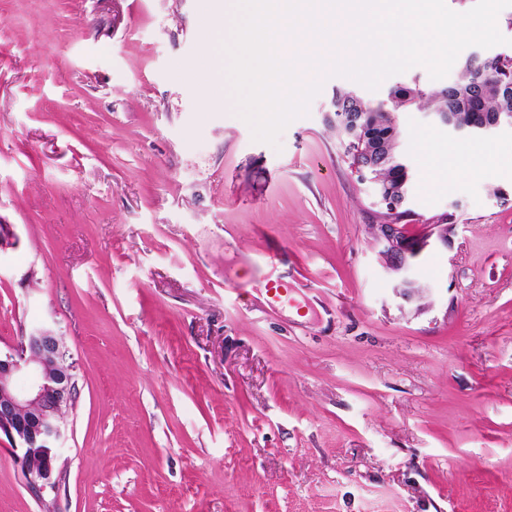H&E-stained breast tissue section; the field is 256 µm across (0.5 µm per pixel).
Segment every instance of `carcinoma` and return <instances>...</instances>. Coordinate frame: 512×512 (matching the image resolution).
<instances>
[{"mask_svg":"<svg viewBox=\"0 0 512 512\" xmlns=\"http://www.w3.org/2000/svg\"><path fill=\"white\" fill-rule=\"evenodd\" d=\"M512 58L495 55L460 63L455 81L441 87L417 83L390 88L387 100L377 104L355 89L338 88L332 97L327 127L353 149L367 177L375 180L379 196L400 204L397 218L412 216L408 208L412 172L398 149L396 113L428 109L442 112L458 124L479 123L500 114H512Z\"/></svg>","mask_w":512,"mask_h":512,"instance_id":"cac0c4a2","label":"carcinoma"}]
</instances>
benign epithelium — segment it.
Listing matches in <instances>:
<instances>
[{
    "label": "benign epithelium",
    "mask_w": 512,
    "mask_h": 512,
    "mask_svg": "<svg viewBox=\"0 0 512 512\" xmlns=\"http://www.w3.org/2000/svg\"><path fill=\"white\" fill-rule=\"evenodd\" d=\"M512 128V119L504 116L468 127L448 126L457 133L490 134ZM421 237L406 232L403 224H368L366 232L384 268L399 280L397 294L406 302L423 300L429 289L411 276L410 259L432 236L448 241L450 227L428 224ZM59 336L49 324L30 331L15 347L0 350V435L11 449L20 452L22 461L36 459L39 466L25 468L28 488L39 500L56 490L60 480L59 449L65 438L66 416L75 405L74 366ZM18 372L28 376L25 387L18 388L12 377Z\"/></svg>",
    "instance_id": "obj_1"
}]
</instances>
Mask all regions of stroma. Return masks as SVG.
<instances>
[{
  "instance_id": "stroma-1",
  "label": "stroma",
  "mask_w": 512,
  "mask_h": 512,
  "mask_svg": "<svg viewBox=\"0 0 512 512\" xmlns=\"http://www.w3.org/2000/svg\"><path fill=\"white\" fill-rule=\"evenodd\" d=\"M210 0H0V347L55 325L77 403L52 509L0 441V512H512V175H422L382 268L323 112L278 146L203 111ZM506 191V199L493 190ZM275 263L292 287L268 306Z\"/></svg>"
}]
</instances>
